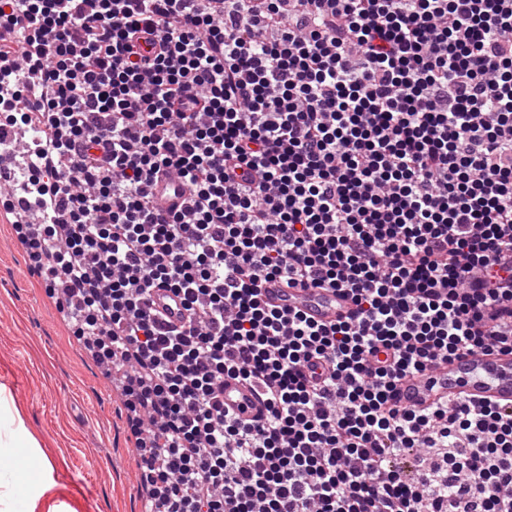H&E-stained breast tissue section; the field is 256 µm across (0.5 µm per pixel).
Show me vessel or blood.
<instances>
[{"mask_svg":"<svg viewBox=\"0 0 512 512\" xmlns=\"http://www.w3.org/2000/svg\"><path fill=\"white\" fill-rule=\"evenodd\" d=\"M164 209L180 208L186 188L182 183L164 178L155 187ZM263 300L282 309H298L320 323L344 317L352 309L351 299L333 288H291L279 280L264 284ZM150 301L165 312L174 324H182L185 314L182 299L170 290L154 289ZM395 402L399 407L424 409L438 400L464 395L469 399L512 405V354L508 352H474L452 361L437 363L425 373L410 375L395 385ZM224 404L244 409L254 416L260 407L259 397L251 385L233 379L224 382Z\"/></svg>","mask_w":512,"mask_h":512,"instance_id":"vessel-or-blood-1","label":"vessel or blood"}]
</instances>
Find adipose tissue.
Returning a JSON list of instances; mask_svg holds the SVG:
<instances>
[{
	"label": "adipose tissue",
	"mask_w": 512,
	"mask_h": 512,
	"mask_svg": "<svg viewBox=\"0 0 512 512\" xmlns=\"http://www.w3.org/2000/svg\"><path fill=\"white\" fill-rule=\"evenodd\" d=\"M38 447L39 442L29 430L11 394L0 384V512H63V503L57 500V484L52 479L54 463L42 458L40 465L46 477L37 484H29L23 471L12 463V450L19 445Z\"/></svg>",
	"instance_id": "obj_1"
}]
</instances>
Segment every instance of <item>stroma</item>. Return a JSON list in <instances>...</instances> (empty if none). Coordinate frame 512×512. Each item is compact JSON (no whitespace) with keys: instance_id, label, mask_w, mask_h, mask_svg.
I'll return each mask as SVG.
<instances>
[{"instance_id":"obj_1","label":"stroma","mask_w":512,"mask_h":512,"mask_svg":"<svg viewBox=\"0 0 512 512\" xmlns=\"http://www.w3.org/2000/svg\"><path fill=\"white\" fill-rule=\"evenodd\" d=\"M0 384L53 460L58 497L75 512H142L136 456L120 396L30 275L0 218Z\"/></svg>"}]
</instances>
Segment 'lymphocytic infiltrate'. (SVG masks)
<instances>
[{
	"label": "lymphocytic infiltrate",
	"instance_id": "obj_1",
	"mask_svg": "<svg viewBox=\"0 0 512 512\" xmlns=\"http://www.w3.org/2000/svg\"><path fill=\"white\" fill-rule=\"evenodd\" d=\"M0 28V207L40 216L29 271L121 389L154 512H512V406L389 403L512 353V0H0ZM273 278L354 313L270 307ZM155 193L164 209H179L186 193V187L168 178H162L155 187ZM150 301L152 306L162 312H165L176 325H181L184 320V308L182 299L172 291L164 288L153 290ZM230 407L239 413L245 409L244 416L253 417L261 407L257 391L245 382L227 379L224 381V409Z\"/></svg>",
	"mask_w": 512,
	"mask_h": 512
}]
</instances>
